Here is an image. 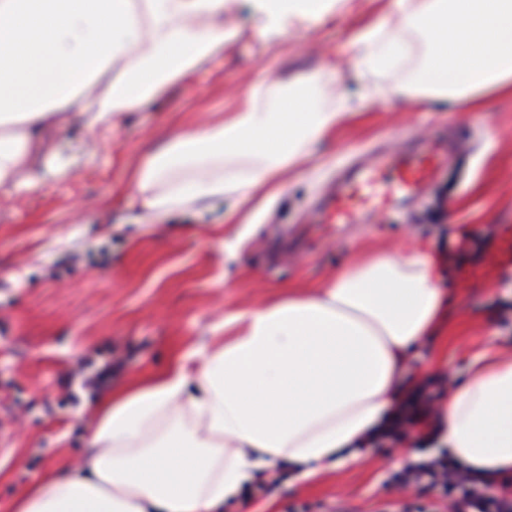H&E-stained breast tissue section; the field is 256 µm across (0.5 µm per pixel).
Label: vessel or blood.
Wrapping results in <instances>:
<instances>
[{
    "instance_id": "1",
    "label": "vessel or blood",
    "mask_w": 512,
    "mask_h": 512,
    "mask_svg": "<svg viewBox=\"0 0 512 512\" xmlns=\"http://www.w3.org/2000/svg\"><path fill=\"white\" fill-rule=\"evenodd\" d=\"M442 163L440 153L430 147L391 167L382 159L363 166L337 186L323 221L338 227L356 223L360 215L387 209L396 199L419 192Z\"/></svg>"
}]
</instances>
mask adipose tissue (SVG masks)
Listing matches in <instances>:
<instances>
[{"label":"adipose tissue","instance_id":"obj_1","mask_svg":"<svg viewBox=\"0 0 512 512\" xmlns=\"http://www.w3.org/2000/svg\"><path fill=\"white\" fill-rule=\"evenodd\" d=\"M271 41L337 0H248ZM366 26L351 67L368 95L458 110L512 94V0H396ZM225 0H0V189L29 192L46 135L92 133L160 95L224 42ZM325 109L279 82L248 87L234 112L174 133L136 169L131 202L165 214L216 198L243 205L281 187L310 147L355 111ZM446 309L419 249L352 260L318 293L288 294L225 319L162 376L106 400L85 472L47 476L10 512H220L254 470L317 467L377 427L396 400L408 348ZM449 455L512 477V359L480 365L446 398Z\"/></svg>","mask_w":512,"mask_h":512}]
</instances>
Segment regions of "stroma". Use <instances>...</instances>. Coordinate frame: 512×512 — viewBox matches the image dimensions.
<instances>
[{"instance_id":"obj_1","label":"stroma","mask_w":512,"mask_h":512,"mask_svg":"<svg viewBox=\"0 0 512 512\" xmlns=\"http://www.w3.org/2000/svg\"><path fill=\"white\" fill-rule=\"evenodd\" d=\"M392 8L393 0H347L335 15L269 42L255 34L246 0H234L222 48L126 115L117 133L93 136L75 121L50 134L32 164L41 187L20 199L0 195V422L11 434L0 450V512L45 474L77 470L102 397L206 343L225 315L289 286L317 289L363 250L415 246L437 261L448 311L435 335L410 349L405 376L442 374L452 389L477 360L512 357V96L486 94L468 112L364 96L347 65L351 45ZM329 58L342 65L337 91L357 110L278 192L239 209L222 199L161 216L119 198L174 132L233 111L248 83L292 85ZM438 133L447 161L419 195L341 234L316 230L337 177L379 155L405 158ZM51 156L68 160L67 170L49 172ZM232 208L235 220L225 223ZM466 231L481 252L460 264ZM444 449L437 438L420 449L360 448L309 480L281 462L259 474L270 493L227 501L223 512L293 504L322 512L339 500L377 512L391 496L385 480Z\"/></svg>"}]
</instances>
